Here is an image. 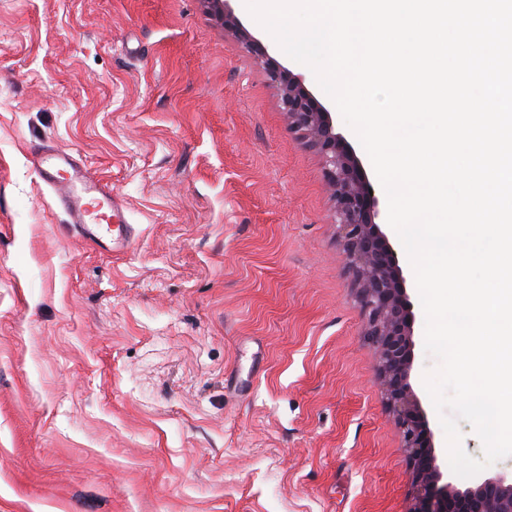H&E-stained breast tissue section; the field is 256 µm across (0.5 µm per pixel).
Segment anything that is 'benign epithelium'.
I'll return each mask as SVG.
<instances>
[{"mask_svg":"<svg viewBox=\"0 0 512 512\" xmlns=\"http://www.w3.org/2000/svg\"><path fill=\"white\" fill-rule=\"evenodd\" d=\"M278 90L289 128L324 162L336 224L365 316V336L379 358L387 407L403 437L411 469L408 512H512V476L479 477L461 489L444 479L427 413L410 383L415 315L406 280L381 229L380 197L353 144L335 130L329 109L301 75L274 58L232 13L229 0H204Z\"/></svg>","mask_w":512,"mask_h":512,"instance_id":"obj_1","label":"benign epithelium"}]
</instances>
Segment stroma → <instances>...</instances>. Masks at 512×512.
<instances>
[{
  "label": "stroma",
  "instance_id": "stroma-1",
  "mask_svg": "<svg viewBox=\"0 0 512 512\" xmlns=\"http://www.w3.org/2000/svg\"><path fill=\"white\" fill-rule=\"evenodd\" d=\"M41 147L108 183L125 253L75 231ZM363 325L321 157L203 0H0V512H406Z\"/></svg>",
  "mask_w": 512,
  "mask_h": 512
}]
</instances>
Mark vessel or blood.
Here are the masks:
<instances>
[{
  "label": "vessel or blood",
  "instance_id": "vessel-or-blood-1",
  "mask_svg": "<svg viewBox=\"0 0 512 512\" xmlns=\"http://www.w3.org/2000/svg\"><path fill=\"white\" fill-rule=\"evenodd\" d=\"M32 162L83 235L111 251L127 250L134 228L116 206L107 184L94 179L64 150H38Z\"/></svg>",
  "mask_w": 512,
  "mask_h": 512
}]
</instances>
